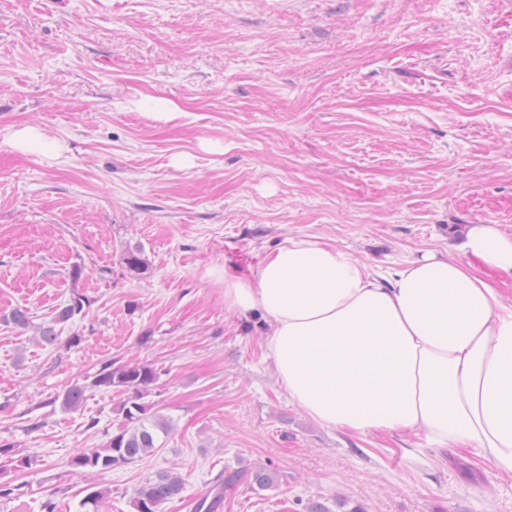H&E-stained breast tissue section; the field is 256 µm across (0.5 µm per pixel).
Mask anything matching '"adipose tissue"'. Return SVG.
Masks as SVG:
<instances>
[{"mask_svg":"<svg viewBox=\"0 0 512 512\" xmlns=\"http://www.w3.org/2000/svg\"><path fill=\"white\" fill-rule=\"evenodd\" d=\"M467 262L426 252L382 277L344 249L288 240L224 304L268 319L266 355L321 426L422 432L512 473V235L468 224Z\"/></svg>","mask_w":512,"mask_h":512,"instance_id":"ef3b65f1","label":"adipose tissue"}]
</instances>
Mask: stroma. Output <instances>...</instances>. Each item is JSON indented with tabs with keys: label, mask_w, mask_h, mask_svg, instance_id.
<instances>
[{
	"label": "stroma",
	"mask_w": 512,
	"mask_h": 512,
	"mask_svg": "<svg viewBox=\"0 0 512 512\" xmlns=\"http://www.w3.org/2000/svg\"><path fill=\"white\" fill-rule=\"evenodd\" d=\"M25 128L54 151L22 149ZM479 222L512 235V0H0V482L18 487L0 512H84L97 488L135 512L172 467L162 512H192L224 468L258 464L274 487L241 481L217 512H512V474L469 449L313 421L263 317L224 307L225 270L287 240L388 273ZM75 291L91 307L54 323ZM109 360L155 369L144 401L169 429L83 472L71 459L118 431L125 395L58 397ZM90 306V298L82 292L75 291L66 303L57 309L53 321L54 323L66 322L74 319L76 316H82ZM54 323H49L47 326L42 327L39 334V341L42 342L43 345L51 347L57 345L58 336L55 331ZM176 468L158 473L136 489L133 505L135 512H161V506L182 491V479Z\"/></svg>",
	"instance_id": "obj_1"
}]
</instances>
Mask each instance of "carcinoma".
<instances>
[{"label": "carcinoma", "mask_w": 512, "mask_h": 512, "mask_svg": "<svg viewBox=\"0 0 512 512\" xmlns=\"http://www.w3.org/2000/svg\"><path fill=\"white\" fill-rule=\"evenodd\" d=\"M123 263L134 272L146 270V263L137 249L127 250L123 254ZM90 306L91 300L88 296L79 291L73 292L66 303L57 309L53 322L42 327L39 341L51 347L57 345L58 336L54 324L81 316ZM156 381L157 373L146 364L137 361H107L101 364L89 384L76 382L66 387L60 395V404L65 410L79 409L90 386L116 388L127 392V398L118 408L123 418L120 431L104 447L87 448L74 456L71 460L72 467L105 473L134 463L156 449V431L165 432L168 425L142 402V398ZM241 478L240 471L224 469V476L216 481L211 495H205L195 503L194 512H215L224 492L233 489ZM275 478L276 472L269 465H258L250 470V486L256 491L271 488ZM181 491L182 479L178 472L173 468L162 471L136 489L133 500L135 512H161V506Z\"/></svg>", "instance_id": "1"}]
</instances>
